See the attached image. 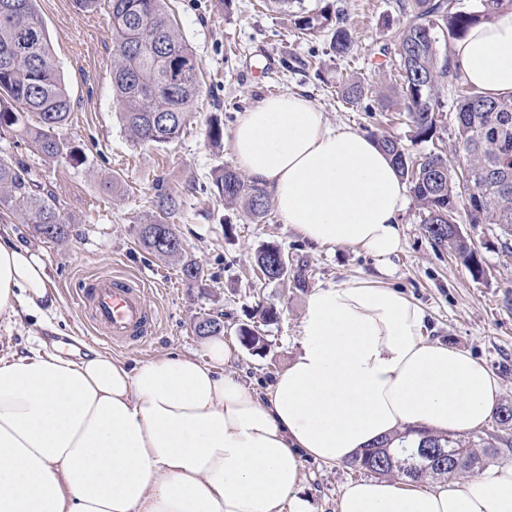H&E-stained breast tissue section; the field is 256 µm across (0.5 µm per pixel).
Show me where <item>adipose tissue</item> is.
Listing matches in <instances>:
<instances>
[{"mask_svg":"<svg viewBox=\"0 0 512 512\" xmlns=\"http://www.w3.org/2000/svg\"><path fill=\"white\" fill-rule=\"evenodd\" d=\"M461 79L512 94V13L450 49ZM239 168L310 242L380 262L401 247L406 187L365 134L332 127L305 97L263 98L231 138ZM54 297L42 258L0 235V314ZM424 310L396 288L353 278L315 288L300 348L265 392L227 375L232 352L128 368L111 354L30 350L0 365V512H307L300 458L333 465L410 426L472 430L500 385L483 363L423 337ZM338 512H512V463L421 490L350 483Z\"/></svg>","mask_w":512,"mask_h":512,"instance_id":"1","label":"adipose tissue"}]
</instances>
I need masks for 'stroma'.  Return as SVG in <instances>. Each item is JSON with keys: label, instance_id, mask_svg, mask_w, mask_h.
I'll list each match as a JSON object with an SVG mask.
<instances>
[{"label": "stroma", "instance_id": "obj_1", "mask_svg": "<svg viewBox=\"0 0 512 512\" xmlns=\"http://www.w3.org/2000/svg\"><path fill=\"white\" fill-rule=\"evenodd\" d=\"M310 9L343 12L354 29L349 57L329 50L327 34H304L289 17L258 0H166L169 13L196 54L202 72L197 98L182 136L166 144H136L124 131L112 93L114 43L108 0L91 13L78 12L72 0H37L72 112L59 134L78 150L76 159L50 161L22 136H0V156L24 165L34 183L51 189L70 236L56 243L37 237L16 209H0V224L12 238L40 254L55 294L53 307L33 310L19 299L15 315H0V362H10L31 348H44L55 336H80L92 327L73 296L79 279L90 273L142 279L158 325L147 349L103 345V352L137 366L172 355L206 353L207 337L196 335L200 318L224 324L220 337L232 350L225 373L253 389L265 390L294 358L301 318L311 289L351 278L382 276L426 312L424 337L471 355L490 369L500 384L498 404L512 406V257L503 258V242L491 225H474L459 217L461 233L478 250L485 274L473 279L449 249L436 246L422 229L423 215L408 200L399 222L401 249L389 257L388 275L379 262L358 247L317 246L288 229L277 211L262 220L247 217L242 205L220 199L212 182L215 168L234 165L229 145L211 146V119L220 118L232 132L241 112L264 97L282 92L309 98L332 126L401 137L410 153L429 152L413 141L402 114L365 112L345 104L343 80L365 78L373 95H394L388 77L378 74L377 50L389 43L403 18L396 0H303ZM171 193L179 200L172 222L189 256L207 279L190 288L173 259L149 252L141 243L143 224L156 215L155 198ZM272 242L290 260L308 264L307 287L293 282L264 283L255 271L259 245ZM275 306L279 319L264 324L254 316L257 304ZM255 327L267 348L247 349L237 329ZM362 473L345 463L327 465L301 459V487L311 512H337L347 484Z\"/></svg>", "mask_w": 512, "mask_h": 512}]
</instances>
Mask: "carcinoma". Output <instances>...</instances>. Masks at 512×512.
<instances>
[{
	"label": "carcinoma",
	"instance_id": "1",
	"mask_svg": "<svg viewBox=\"0 0 512 512\" xmlns=\"http://www.w3.org/2000/svg\"><path fill=\"white\" fill-rule=\"evenodd\" d=\"M277 11L285 10L294 24L307 33L325 31L330 50L339 58L349 56L353 33L343 14L328 10H308L302 0H268ZM165 0H110L114 52L112 88L124 131L137 143L166 144L181 135L189 112L202 88L201 69L196 54L164 9ZM404 24L393 36V46L379 49L396 59L395 80L400 97L396 102L378 99L386 111L396 105L406 113L412 139L434 142L440 139L443 124L442 89L452 74L444 47L463 38L479 23L492 22L512 11V0H398ZM368 94L365 82L354 77L341 90L348 105H363ZM71 113V99L58 70L49 36L36 10V0H0V133L22 132L31 146L48 160L74 158L68 145L57 135ZM454 162L442 151L415 157L402 139L387 134L375 136L378 147L390 158L409 189L424 218V232L437 245L453 250L455 257L479 279L485 269L474 245L458 229L457 214L464 210L471 224H491L504 240L512 238V95L492 98L462 86L455 99ZM213 184L228 203L241 202L247 216L263 219L269 211L267 191L239 171L220 166L214 170ZM25 212L38 237L63 242L69 225L61 215L58 200L28 180L22 169L0 156V207ZM161 217L144 225V246L161 256L179 260L182 280L192 288L205 273L184 252L174 225L166 217L178 210L171 193L155 201ZM256 264L265 280L293 279L306 284L305 264H294L276 244L260 245ZM220 321L207 318L194 326L199 336L218 334ZM245 347L260 352L267 347L265 337L253 328H239ZM415 434L409 448H397L395 441ZM512 447V439L484 432L461 439L409 429L384 438L349 465L378 476L397 475L404 481L452 478L472 473L480 465L476 448ZM421 448H446L458 460L453 466L443 460L430 462L421 457Z\"/></svg>",
	"mask_w": 512,
	"mask_h": 512
}]
</instances>
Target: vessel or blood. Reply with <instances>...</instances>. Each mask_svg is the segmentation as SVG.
Wrapping results in <instances>:
<instances>
[{
    "label": "vessel or blood",
    "mask_w": 512,
    "mask_h": 512,
    "mask_svg": "<svg viewBox=\"0 0 512 512\" xmlns=\"http://www.w3.org/2000/svg\"><path fill=\"white\" fill-rule=\"evenodd\" d=\"M74 298L89 314L99 339L115 345L145 346L157 322L141 279L96 275L79 282Z\"/></svg>",
    "instance_id": "vessel-or-blood-1"
}]
</instances>
